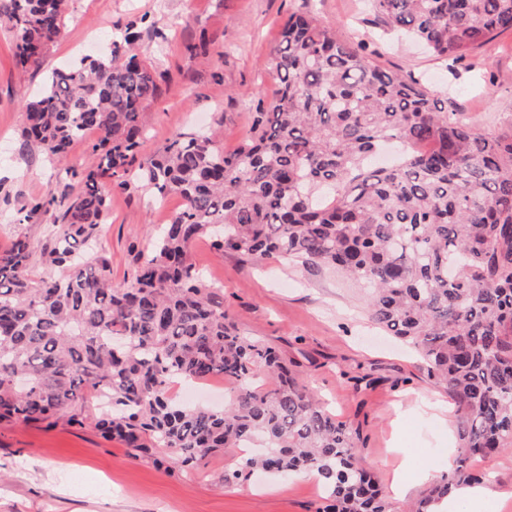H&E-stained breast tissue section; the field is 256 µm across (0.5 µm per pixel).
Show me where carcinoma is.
<instances>
[{"mask_svg": "<svg viewBox=\"0 0 512 512\" xmlns=\"http://www.w3.org/2000/svg\"><path fill=\"white\" fill-rule=\"evenodd\" d=\"M385 27L458 63L512 30V0H368ZM65 0H0L17 64L38 65L60 36ZM277 98L226 153L216 133L174 134L140 156L144 113L164 75L113 48L53 69L25 105L24 146L64 161L86 131L91 161L64 168L60 195L27 203L46 237L17 233L0 252V422H87L139 458L167 448L201 471L248 448L235 484L261 469L320 478L316 512H394L360 461V437L297 365L241 335L191 246L307 269L371 289L368 318L411 345L455 404L454 468L408 512L487 477L467 464L512 451V133L486 135L415 78L372 62L311 15H290L272 53ZM181 206L150 235L130 282L112 286L97 251L105 182ZM221 376L222 409L181 404L178 382Z\"/></svg>", "mask_w": 512, "mask_h": 512, "instance_id": "1", "label": "carcinoma"}]
</instances>
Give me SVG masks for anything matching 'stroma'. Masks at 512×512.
<instances>
[{
  "instance_id": "stroma-1",
  "label": "stroma",
  "mask_w": 512,
  "mask_h": 512,
  "mask_svg": "<svg viewBox=\"0 0 512 512\" xmlns=\"http://www.w3.org/2000/svg\"><path fill=\"white\" fill-rule=\"evenodd\" d=\"M307 12L339 38L366 43L381 66L424 77L435 97L483 132H512L510 30L450 65L375 26L365 0H67L62 33L37 66H16L13 31L0 21V250L9 248L23 204L62 189L59 164L29 151L20 136L24 105L39 94L50 70L145 20L134 50L165 74L161 96L148 107L146 153L176 133L219 120L231 151L249 136L257 103L275 97L267 62L282 24ZM202 35L210 41L204 56L190 50ZM178 207L174 197L155 204L141 193L110 191L101 245L113 286L131 280L150 227L165 223ZM191 252L207 281L223 288L224 310L239 330L298 363L337 419L359 432L361 461L390 492L396 512L447 472L457 455L453 402L413 350L371 326L361 284L332 270L220 252L206 238ZM242 460L239 449L228 448L212 455L204 471L189 474L173 464L167 449L136 459L89 425L4 423L0 512H315L322 483L312 475L257 473L224 484V471L241 467ZM399 465L412 478L402 495L392 491V470ZM472 465L488 472L489 494L477 506L456 501L452 512H512V452Z\"/></svg>"
}]
</instances>
